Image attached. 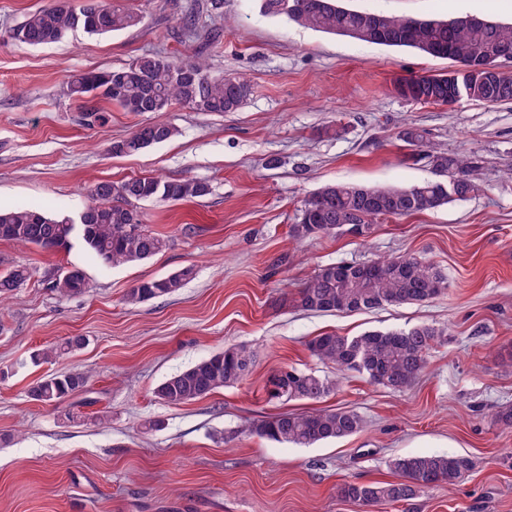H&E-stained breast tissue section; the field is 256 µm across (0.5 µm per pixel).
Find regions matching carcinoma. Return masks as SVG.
Listing matches in <instances>:
<instances>
[{
  "mask_svg": "<svg viewBox=\"0 0 512 512\" xmlns=\"http://www.w3.org/2000/svg\"><path fill=\"white\" fill-rule=\"evenodd\" d=\"M267 15L284 16L310 29L350 37L360 42L412 48L420 53L447 59L456 68L448 73L400 78L394 88L407 85L412 101L445 106L448 98L469 99L487 105L512 101V74L493 73L478 82L471 73L473 62H495L499 51L512 49V25L469 16L450 20H428L359 11L340 6L338 0H262ZM192 38L211 42L213 32H201L193 12L181 17ZM141 23V16L113 2L83 0L74 7L70 0H56L11 29L9 38L28 45L61 41L68 32L82 29L94 35L126 30ZM71 97L86 100L82 124L91 127L105 121L102 109L88 97L99 96L126 112H167L176 105L201 112H237L250 99L251 81L240 76L215 73L206 61L195 56L177 59L146 53L129 63L106 71L81 72L68 82ZM179 133L169 122L139 125L130 135L112 142L116 156H130L162 144ZM402 139L418 147L416 157L427 162L433 178L410 187L352 183L327 184L304 199L292 233L310 236L352 235L369 238L380 219L398 218L437 209L470 197L480 189V165L461 152L450 153L426 141L423 131L408 127ZM208 185L198 180L166 181L138 177L101 181L89 189L90 200L77 218L54 219L41 209L18 207L0 210V240L32 245L47 251L67 249L77 238L105 265L147 260L167 246L162 236L143 228L142 202L180 201L204 196ZM193 275L181 269L163 278L138 281L125 295L134 305L175 293ZM33 277L26 265L16 264L0 273V298L7 297ZM47 287L61 298L76 294L77 273L67 270L46 280ZM448 281L432 262L415 255L379 256L366 262H333L318 266L301 284L296 307L315 312L353 313L384 306H400L432 300L444 293ZM447 330L434 325L409 329L368 331L359 336L324 333L307 344L318 361L332 365L336 373L356 372L387 389L403 392L425 371L432 349L444 342ZM80 336L44 348L38 360L49 362L66 351L81 347ZM256 362L255 352L245 345L224 348L163 381L156 396L167 405L181 406L215 391L246 380ZM87 375L82 372L51 374L29 388L30 397L43 404L59 406L85 392ZM339 387V378L314 371L283 366L264 381L268 400L319 403ZM364 427L363 418L352 410L310 408L284 411L260 420L254 432L280 443L310 447L328 440L352 436ZM390 467L393 482L361 484L345 482L336 488L337 497L369 507L405 503L431 487L452 484L471 470L469 458L458 455L398 457Z\"/></svg>",
  "mask_w": 512,
  "mask_h": 512,
  "instance_id": "1",
  "label": "carcinoma"
}]
</instances>
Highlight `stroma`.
<instances>
[{"label":"stroma","instance_id":"1","mask_svg":"<svg viewBox=\"0 0 512 512\" xmlns=\"http://www.w3.org/2000/svg\"><path fill=\"white\" fill-rule=\"evenodd\" d=\"M52 0H0V209L20 205L76 215L100 181L159 177L206 182L207 195L141 205L145 226L169 241L150 259L107 266L74 242L44 251L0 240V271L33 268L27 285L0 301V512H362L342 500L344 482L393 480L399 456L464 455L472 470L452 486L372 512H512V427L493 416L512 407V102L462 100L431 106L399 97L397 78L451 70V61L408 48L365 44L261 13L259 0H122L137 27L102 36L70 32L29 46L10 29ZM213 44L184 35L186 6ZM345 7L414 18L473 14L512 23V10L486 0H344ZM150 52L202 55L213 70L253 84L236 112L180 106L162 113L178 136L131 156L112 141L153 113L104 104V124L79 125L69 78L119 67ZM481 166L483 188L469 199L379 221L368 242L348 236L297 240L303 200L333 182L409 187L432 173L399 137L406 126ZM415 254L448 278L437 298L351 314L303 311L287 300L322 264ZM76 267L86 293L59 298L44 280ZM176 293L124 301L138 281L184 267ZM433 324L448 340L426 372L395 392L344 375L324 406L352 409L361 432L310 448L254 434L280 410L263 381L283 365L320 369L307 348L325 332ZM84 337L51 363L37 350ZM244 344L257 364L242 383L182 406L155 395L171 375ZM84 372V398L70 408L33 401L38 377ZM73 419H66V412Z\"/></svg>","mask_w":512,"mask_h":512}]
</instances>
